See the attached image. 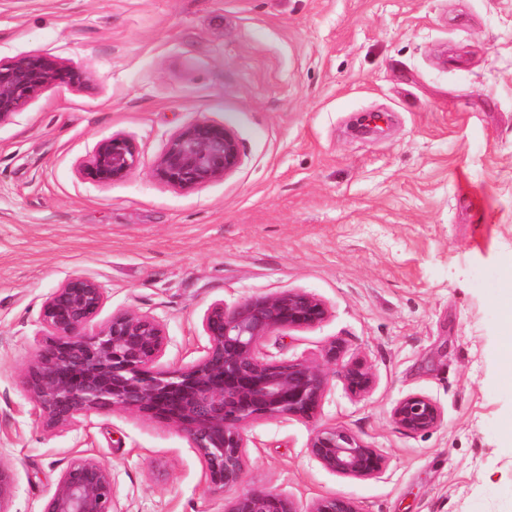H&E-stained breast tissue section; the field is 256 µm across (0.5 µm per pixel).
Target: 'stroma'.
I'll use <instances>...</instances> for the list:
<instances>
[{"label": "stroma", "instance_id": "obj_1", "mask_svg": "<svg viewBox=\"0 0 512 512\" xmlns=\"http://www.w3.org/2000/svg\"><path fill=\"white\" fill-rule=\"evenodd\" d=\"M38 52L86 71L0 124V464L9 512H40L69 462L108 466L119 512H224L174 429L114 410L43 427L22 379L43 301L67 279L107 288L95 319L160 318L164 364L205 345L222 303L303 291L319 324L262 350L322 363L339 342L374 386L335 368L315 422L251 423L242 490L310 512H512V384L501 374L512 284V0H0V61ZM236 135L239 165L181 190L153 173L198 121ZM137 147L126 180L81 165L102 138ZM410 394L442 422L391 419ZM349 428L387 460L358 480L324 469L315 425ZM324 361L336 365V375L344 383L346 388L359 397H366L373 387V374L361 362L343 360V348L340 343L334 341L329 344L324 352ZM391 418L402 431L418 434L438 427L442 420V412L433 399L413 394L396 402L391 410ZM310 512H360L356 502L348 497L328 495L317 499Z\"/></svg>", "mask_w": 512, "mask_h": 512}]
</instances>
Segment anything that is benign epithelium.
Masks as SVG:
<instances>
[{"label":"benign epithelium","instance_id":"1","mask_svg":"<svg viewBox=\"0 0 512 512\" xmlns=\"http://www.w3.org/2000/svg\"><path fill=\"white\" fill-rule=\"evenodd\" d=\"M87 76L41 53L0 61V124L11 120L42 89L74 86ZM134 142L119 134L99 141L81 174L100 186L125 180L136 168ZM240 163L234 133L223 125L198 121L174 133L155 160L153 171L182 190L224 177ZM108 294L92 279L75 276L45 299L39 347L23 379L43 424L67 429L92 412L116 409L140 413L177 430L200 458L208 487L224 492L241 485L248 462L245 426L284 416L314 421L328 379L321 365L269 360L261 341L275 329H303L322 322L327 309L315 296L287 291L246 300L232 308L216 304L202 318L206 345L193 360L162 368L167 336L154 316L119 313L96 330L91 323ZM324 361L336 365L346 388L366 397L373 374L361 362L343 360L334 341ZM396 426L409 434L438 427L442 412L431 398L413 394L391 410ZM307 451L326 470L354 479L384 474L385 456L343 427L320 425ZM13 484L0 467V512ZM41 512H118L112 472L94 458L72 460L60 473ZM224 512H298L294 500L270 489L238 493ZM310 512H359L348 497L317 499Z\"/></svg>","mask_w":512,"mask_h":512}]
</instances>
